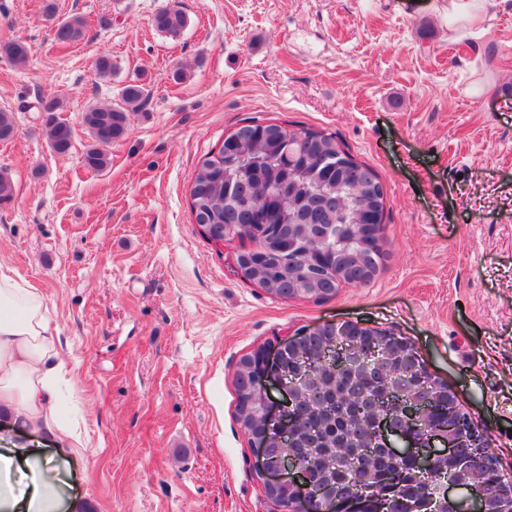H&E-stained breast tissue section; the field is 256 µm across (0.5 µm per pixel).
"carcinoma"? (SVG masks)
Instances as JSON below:
<instances>
[{
    "label": "carcinoma",
    "mask_w": 512,
    "mask_h": 512,
    "mask_svg": "<svg viewBox=\"0 0 512 512\" xmlns=\"http://www.w3.org/2000/svg\"><path fill=\"white\" fill-rule=\"evenodd\" d=\"M153 24L157 30L178 37L187 26V16L176 0L154 16ZM85 33L84 18L74 15L57 24L54 38L71 44L83 39ZM29 54L28 45L22 41L0 42V55L18 66L27 63ZM147 94L144 86L130 84L123 89L121 102L90 106L83 112L82 121L92 139L83 153L87 168L100 171L108 166L105 146L127 133L129 113L141 107ZM37 110L43 114L51 149L58 154L69 152L73 129L57 116L62 111L60 100L43 97L38 100ZM283 130L276 123L250 122L229 133L218 151L206 154L194 171L190 187L192 215L207 235L226 242L248 240L254 244L258 237L250 229L255 223L251 209L265 193L273 191L275 200L265 207L262 217L269 224L279 225L284 234L300 237L305 233L300 222L303 212L313 214L318 224L339 225L336 238L322 245L323 269L309 272L298 262L289 263L278 243L266 239L257 253L259 271L244 274V278L280 298L326 300L335 296L343 284L364 285L363 269L358 267L356 256L363 242L358 225L368 220L359 208L372 203V193L381 190V182L370 167L343 149L335 135L301 129L298 137L288 141L283 138ZM14 134L12 113L0 109V141H8ZM379 340L378 336L360 334L338 348L330 336L309 338L300 353L288 356L284 365V370L296 379L307 378L290 408L300 420L291 452L305 461L306 449H322L329 469H320L313 462L311 472L325 493H335L338 486L354 487L362 477L380 490L393 481L397 491L391 495V512H403L402 500L431 494L439 476L450 470L470 485L481 484L482 474L448 463L423 483L414 477L412 463L396 459L381 448L367 447L378 417L389 415L394 429L407 427L409 421L407 415L381 399L387 385L409 400H430L429 410L418 418L429 428L458 439L454 462L480 458L489 463L487 471L499 483L512 484V475L499 472L486 441L455 399L448 398L447 385L437 381L423 390L414 374L402 370L386 377L384 373L393 367L392 361L380 364L368 376L346 364L348 357L366 351ZM338 447H365L369 455L337 461Z\"/></svg>",
    "instance_id": "carcinoma-1"
}]
</instances>
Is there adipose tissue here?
Here are the masks:
<instances>
[{"instance_id":"1","label":"adipose tissue","mask_w":512,"mask_h":512,"mask_svg":"<svg viewBox=\"0 0 512 512\" xmlns=\"http://www.w3.org/2000/svg\"><path fill=\"white\" fill-rule=\"evenodd\" d=\"M487 0H448L477 50L486 47ZM72 374L60 357L40 290L0 265V428L46 440V447L0 448V512H86L70 492L60 457L81 448L76 426L60 418L58 391Z\"/></svg>"}]
</instances>
